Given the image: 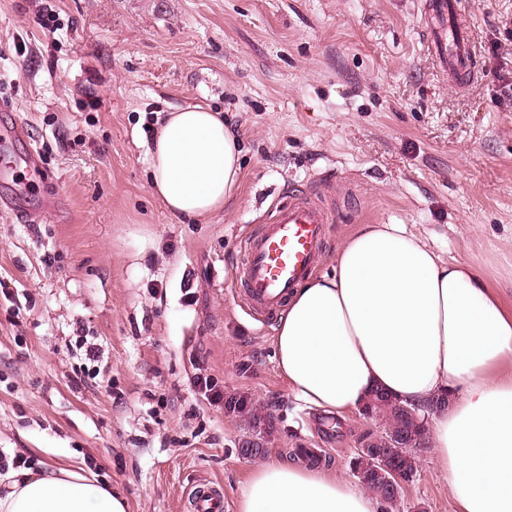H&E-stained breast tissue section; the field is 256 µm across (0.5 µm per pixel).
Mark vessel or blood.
Instances as JSON below:
<instances>
[{
	"mask_svg": "<svg viewBox=\"0 0 512 512\" xmlns=\"http://www.w3.org/2000/svg\"><path fill=\"white\" fill-rule=\"evenodd\" d=\"M420 27L425 52L449 84L466 89L478 81L480 59L471 31L462 21L463 0H420ZM23 130L0 125V202L18 213L33 206L31 186L42 178L35 152H20L16 144ZM336 210L317 188L293 198L270 223L245 240V260L233 276L243 286L249 311L272 315L289 294L316 269L322 256L327 226ZM189 498L194 512H224L220 485L201 480Z\"/></svg>",
	"mask_w": 512,
	"mask_h": 512,
	"instance_id": "b4317fda",
	"label": "vessel or blood"
}]
</instances>
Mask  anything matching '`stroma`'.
Returning a JSON list of instances; mask_svg holds the SVG:
<instances>
[{
  "mask_svg": "<svg viewBox=\"0 0 512 512\" xmlns=\"http://www.w3.org/2000/svg\"><path fill=\"white\" fill-rule=\"evenodd\" d=\"M464 6L482 75L458 90L423 52L416 0H0V123L25 128L39 193H67L29 224L0 208V454L38 472L93 456L128 512H190L198 479L238 512L253 470L298 448L353 479L382 423L295 402L277 316L248 313L228 274L274 206L315 185L336 206L320 272L359 225L411 224L512 306V98L486 52L512 60V0ZM187 104L222 112L241 148L236 197L204 219L149 186L160 115ZM80 336L102 365L76 389ZM200 365L275 417L265 458L241 453L247 419L195 395ZM454 509L425 448L394 512Z\"/></svg>",
  "mask_w": 512,
  "mask_h": 512,
  "instance_id": "1",
  "label": "stroma"
}]
</instances>
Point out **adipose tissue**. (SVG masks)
I'll return each instance as SVG.
<instances>
[{
    "label": "adipose tissue",
    "instance_id": "obj_1",
    "mask_svg": "<svg viewBox=\"0 0 512 512\" xmlns=\"http://www.w3.org/2000/svg\"><path fill=\"white\" fill-rule=\"evenodd\" d=\"M150 188L176 216L223 210L241 182L239 139L199 105L169 112L150 150ZM294 398L346 418L373 388L413 406L448 395L428 440L457 512H512V309L472 262L405 224H363L332 272L288 297L273 340ZM0 512H127L123 495L68 467L0 476ZM239 512H381L374 496L306 467H257Z\"/></svg>",
    "mask_w": 512,
    "mask_h": 512
}]
</instances>
